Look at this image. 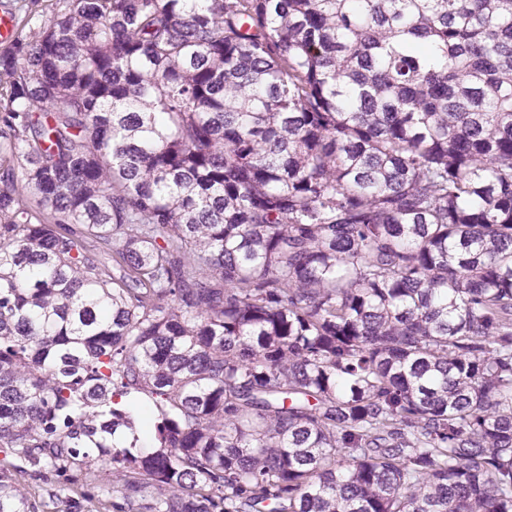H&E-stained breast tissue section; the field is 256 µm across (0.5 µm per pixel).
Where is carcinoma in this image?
I'll list each match as a JSON object with an SVG mask.
<instances>
[{"label":"carcinoma","instance_id":"obj_1","mask_svg":"<svg viewBox=\"0 0 512 512\" xmlns=\"http://www.w3.org/2000/svg\"><path fill=\"white\" fill-rule=\"evenodd\" d=\"M41 2L0 47V512H512V0ZM22 488L32 500H35L40 512H98L96 500L90 501L80 496L71 485L62 478L54 476L46 483L41 480L26 479Z\"/></svg>","mask_w":512,"mask_h":512}]
</instances>
